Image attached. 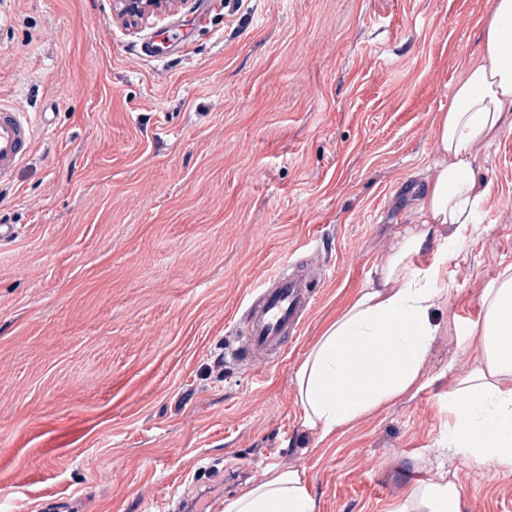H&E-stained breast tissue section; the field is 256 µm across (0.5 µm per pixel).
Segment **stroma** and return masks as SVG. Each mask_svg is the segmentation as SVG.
Returning a JSON list of instances; mask_svg holds the SVG:
<instances>
[{
    "instance_id": "1",
    "label": "stroma",
    "mask_w": 512,
    "mask_h": 512,
    "mask_svg": "<svg viewBox=\"0 0 512 512\" xmlns=\"http://www.w3.org/2000/svg\"><path fill=\"white\" fill-rule=\"evenodd\" d=\"M491 0H186L138 31L112 0H0V101L37 112L0 180V512H224L274 469L315 512H392L455 476L512 512V470L442 448L452 371L512 265V130L484 152L481 224L439 272L414 396L320 438L295 372L433 176L434 119L483 53ZM208 12L207 27L196 17ZM181 22L187 55H140ZM324 269L262 375L226 356L253 290Z\"/></svg>"
}]
</instances>
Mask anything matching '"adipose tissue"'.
Returning <instances> with one entry per match:
<instances>
[{"instance_id":"adipose-tissue-1","label":"adipose tissue","mask_w":512,"mask_h":512,"mask_svg":"<svg viewBox=\"0 0 512 512\" xmlns=\"http://www.w3.org/2000/svg\"><path fill=\"white\" fill-rule=\"evenodd\" d=\"M485 54L457 80L435 128L436 173L420 222L399 233L375 276L324 330L299 365L302 425L326 438L414 389L437 326L439 269L477 229L489 186L476 174L481 151L512 129V0H492ZM436 224L451 231L429 266L418 263ZM484 316L473 332L481 356L448 393L450 456L512 469V265L481 295ZM454 482L414 491L396 512H464ZM224 512H315L303 473L271 476L228 501Z\"/></svg>"}]
</instances>
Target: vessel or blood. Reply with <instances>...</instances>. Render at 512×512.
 <instances>
[{
  "label": "vessel or blood",
  "instance_id": "vessel-or-blood-1",
  "mask_svg": "<svg viewBox=\"0 0 512 512\" xmlns=\"http://www.w3.org/2000/svg\"><path fill=\"white\" fill-rule=\"evenodd\" d=\"M24 100L0 104V179L6 178L30 152L33 124ZM310 277L280 272L249 300L245 310V337L232 348L231 357L261 369L263 361L275 358L288 337L299 334L310 309Z\"/></svg>",
  "mask_w": 512,
  "mask_h": 512
}]
</instances>
